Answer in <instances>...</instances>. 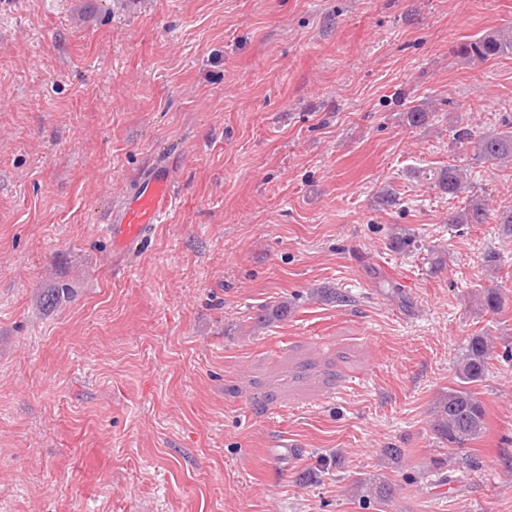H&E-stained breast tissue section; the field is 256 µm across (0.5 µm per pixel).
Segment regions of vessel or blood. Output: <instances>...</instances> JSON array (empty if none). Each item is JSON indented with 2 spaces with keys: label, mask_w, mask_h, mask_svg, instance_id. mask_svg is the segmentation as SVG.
<instances>
[{
  "label": "vessel or blood",
  "mask_w": 512,
  "mask_h": 512,
  "mask_svg": "<svg viewBox=\"0 0 512 512\" xmlns=\"http://www.w3.org/2000/svg\"><path fill=\"white\" fill-rule=\"evenodd\" d=\"M170 159L154 158L132 181L123 203L104 218L112 249V270L120 272L126 262L162 223L175 204Z\"/></svg>",
  "instance_id": "obj_1"
}]
</instances>
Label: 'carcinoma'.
<instances>
[{"mask_svg":"<svg viewBox=\"0 0 512 512\" xmlns=\"http://www.w3.org/2000/svg\"><path fill=\"white\" fill-rule=\"evenodd\" d=\"M459 53L479 61L505 53H512V35L487 36L460 46ZM473 141L477 159L493 165L512 162V123L507 130L495 135L477 136L469 131L457 135ZM466 170L450 165L441 171L439 184L450 194L461 190ZM488 219V209L479 200L471 201L452 219L454 224H483ZM478 303L486 310L496 312L501 307V295L497 288H484L475 294ZM493 345L489 337H468L455 367V378L448 391L438 400L433 414V430L448 448L466 451L471 466L481 464L480 457L470 445L481 440L487 433V408L478 396L476 388L487 379ZM365 502L385 503L394 496V487L384 478L364 480L357 485Z\"/></svg>","mask_w":512,"mask_h":512,"instance_id":"cac0c4a2","label":"carcinoma"}]
</instances>
